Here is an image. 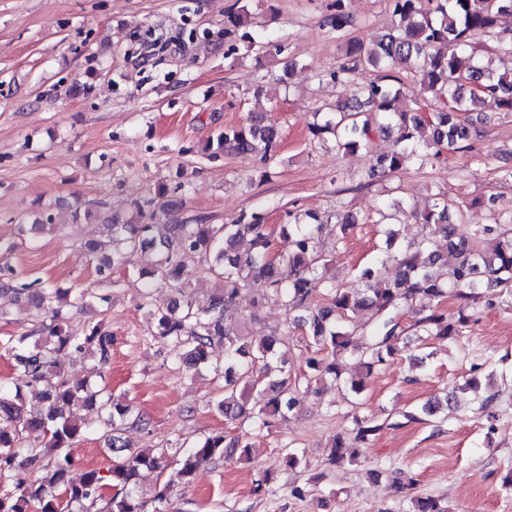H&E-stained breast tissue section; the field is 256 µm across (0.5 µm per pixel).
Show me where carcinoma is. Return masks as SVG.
<instances>
[{
	"label": "carcinoma",
	"instance_id": "carcinoma-1",
	"mask_svg": "<svg viewBox=\"0 0 512 512\" xmlns=\"http://www.w3.org/2000/svg\"><path fill=\"white\" fill-rule=\"evenodd\" d=\"M398 25L369 42H353L346 49V60L330 78L340 85L354 80L366 67L379 72L373 82L358 87L356 103L336 102V108L323 113L322 121L312 124L311 133L330 140L336 153H352L369 147L373 136L396 134L393 149L380 155L375 171H398L414 158L425 164L442 148L455 149L469 140L471 124L462 113L484 97L512 112V77L494 74L479 66L469 49L478 41L505 40L497 30V19L512 13V0H387ZM331 31L341 37L350 25L344 0H334ZM416 74L408 86L399 70ZM447 109L432 118L421 115L427 94ZM280 132L276 125L262 120L226 127L216 140L206 145L212 154L231 153L244 158L267 161L274 153ZM169 188L158 186L146 204L134 203L137 216L152 206L148 224H110L105 242L88 241L85 249L96 262L100 282L109 283L112 269L129 255L141 252L153 256L150 278L159 288H169L177 299L167 305L149 304L148 315L155 322L156 338L181 350L187 369L200 366L224 374V399L216 404L230 422L249 414L243 396L257 390L261 406L259 423L283 419L300 405V385L305 390L321 387L347 390L355 395L364 388V374L379 367L407 344L408 335L425 340H454L470 323L479 289L494 286L512 297V235L503 232L490 237L493 229H477L470 236L458 234L449 222L448 201L436 199L431 207L419 210L398 206L378 210L377 223L383 225L388 252L376 266L361 274L362 288L327 285L324 302L313 301L309 283L325 279L329 256L319 245L321 223L317 217L307 223L298 216L284 226L280 235V254L272 257L274 239L260 212L242 214L233 224H167L157 220L169 205ZM415 218L425 228L420 240L394 248L396 233L391 226ZM442 235L454 263L444 262L435 248L434 238ZM250 237V252L235 251V240ZM197 254L220 281V287L201 304L193 297L190 274L182 261ZM398 266L394 278L380 277L389 262ZM0 291H9L24 301L49 323L40 324L38 333H48L49 342L26 343V338L0 341V349L16 363L17 371L28 384H41L44 410L35 415L22 413L20 389L0 384V484L10 490L0 494V512H91L105 502L104 512H144L137 477L140 471L158 470L166 479L153 497L157 512H165L174 488L191 482L200 465L239 455L250 459V444L242 436L227 438L222 432L207 435L188 448H178L173 460L165 454L126 447L121 431L132 418V408L103 390L93 391L88 383H73L61 375L59 355L82 356L92 351L100 362L109 360L112 336L93 325L83 336H71L63 328V310L74 307L85 297L70 295L37 280H21L7 272L0 276ZM247 291L257 306L271 297L279 299L287 318L282 329L256 341L244 332L246 317L236 313L237 298ZM455 300V311L441 308L447 298ZM374 312L376 322L362 328L355 323L358 312ZM300 330L302 342L312 355L298 376L290 365L288 330ZM359 344L351 346L354 337ZM224 345V361L212 362L214 342ZM357 368L345 371L347 358ZM99 403L104 435L112 452L119 454L112 469L102 475L90 468L81 480L67 479L72 459L65 452L86 429L81 408ZM381 429L367 419L356 423L353 435H337L330 442L328 461L341 465L355 460ZM38 430L44 443L25 456L20 450L22 434ZM109 492H104V489Z\"/></svg>",
	"mask_w": 512,
	"mask_h": 512
}]
</instances>
